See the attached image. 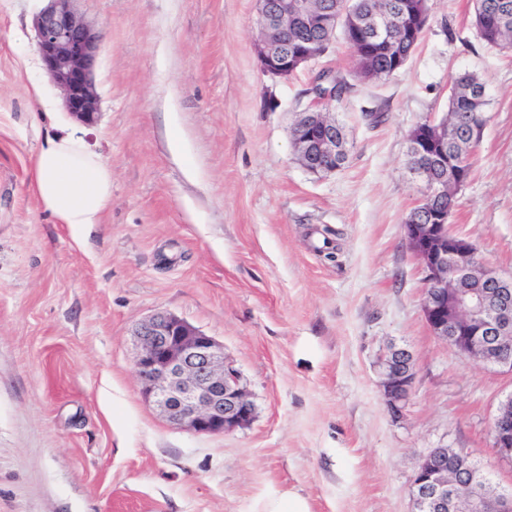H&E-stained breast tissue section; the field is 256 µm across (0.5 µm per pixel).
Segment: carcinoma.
I'll return each instance as SVG.
<instances>
[{
	"mask_svg": "<svg viewBox=\"0 0 512 512\" xmlns=\"http://www.w3.org/2000/svg\"><path fill=\"white\" fill-rule=\"evenodd\" d=\"M502 0H472V22L481 38L491 46L512 47V9L499 15ZM352 12L359 26L349 41L354 57V74L364 81L381 82L403 69L418 45L419 34L428 21L426 0H353ZM378 12L390 14L395 23L386 38L373 41L368 29ZM352 85L344 78L322 73L315 78L312 91L329 92L336 101ZM490 116L487 113L485 81L476 74L457 75L448 98V216H453L458 191L456 184L467 180L481 131Z\"/></svg>",
	"mask_w": 512,
	"mask_h": 512,
	"instance_id": "obj_1",
	"label": "carcinoma"
}]
</instances>
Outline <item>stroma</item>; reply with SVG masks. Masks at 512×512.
I'll list each match as a JSON object with an SVG mask.
<instances>
[{"mask_svg":"<svg viewBox=\"0 0 512 512\" xmlns=\"http://www.w3.org/2000/svg\"><path fill=\"white\" fill-rule=\"evenodd\" d=\"M43 6L0 0V512H266L286 494L309 512H412V478L441 447L512 489L490 433L512 375L431 335L402 230L419 197L407 135L447 111L455 76L478 74L491 119L452 230L512 276V50L480 39L470 0H429L407 65L376 83L355 79L340 39L271 81L256 0H76L99 34L89 126L42 68ZM323 68L353 83L335 108L350 155L316 176L290 125ZM381 104L376 125L365 112ZM59 125L112 168L105 221L80 239L33 193ZM158 312L223 344L255 406L248 426L197 435L144 398L133 330ZM391 344L416 357L397 420L377 367Z\"/></svg>","mask_w":512,"mask_h":512,"instance_id":"35a3bbf8","label":"stroma"}]
</instances>
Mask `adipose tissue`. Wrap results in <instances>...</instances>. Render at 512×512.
Listing matches in <instances>:
<instances>
[{"label": "adipose tissue", "instance_id": "obj_1", "mask_svg": "<svg viewBox=\"0 0 512 512\" xmlns=\"http://www.w3.org/2000/svg\"><path fill=\"white\" fill-rule=\"evenodd\" d=\"M33 188L55 223L86 231L111 203L112 170L83 136L61 127L34 157Z\"/></svg>", "mask_w": 512, "mask_h": 512}]
</instances>
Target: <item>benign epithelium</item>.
I'll use <instances>...</instances> for the list:
<instances>
[{"instance_id": "benign-epithelium-1", "label": "benign epithelium", "mask_w": 512, "mask_h": 512, "mask_svg": "<svg viewBox=\"0 0 512 512\" xmlns=\"http://www.w3.org/2000/svg\"><path fill=\"white\" fill-rule=\"evenodd\" d=\"M261 35L255 52L263 75L285 81L288 73L326 53L320 39L308 40L294 53L288 45V23L336 29V9L315 11L310 0H257ZM37 52L51 80L62 91L65 110L90 125L98 114L92 72L99 36L77 16L72 0H48L36 16ZM331 103L316 97L295 113L291 133L300 164L311 174L343 167ZM444 117H428L409 152L431 163L408 170L420 196L403 224L404 240L422 266V312L433 336L467 358L512 374V278L501 276L478 258L477 248L450 230L448 207V139ZM139 350L134 367L145 398L167 420L197 435H225L247 426L254 405L224 346L168 312H158L134 330ZM387 411L403 416L415 381V357L408 348L391 345L378 363ZM495 456L512 463V395L499 404L491 424ZM410 495L414 512H512V490L492 488L471 454L455 448L426 453L416 471Z\"/></svg>"}]
</instances>
